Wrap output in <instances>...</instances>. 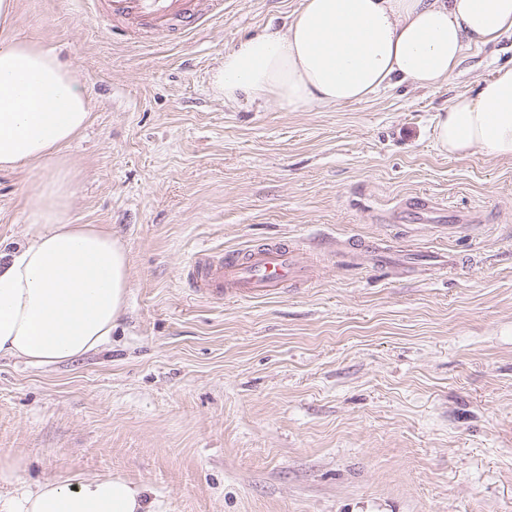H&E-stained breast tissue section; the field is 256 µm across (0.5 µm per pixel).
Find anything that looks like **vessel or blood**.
<instances>
[{
	"mask_svg": "<svg viewBox=\"0 0 512 512\" xmlns=\"http://www.w3.org/2000/svg\"><path fill=\"white\" fill-rule=\"evenodd\" d=\"M83 4L86 14L143 25L158 36L177 28L190 30L203 13L215 16L222 11V0H209L203 11L198 8L199 0H83ZM185 275L205 296L261 298L307 279L310 272L298 263L293 247L275 241L243 253L198 257Z\"/></svg>",
	"mask_w": 512,
	"mask_h": 512,
	"instance_id": "obj_1",
	"label": "vessel or blood"
}]
</instances>
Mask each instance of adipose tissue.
I'll use <instances>...</instances> for the list:
<instances>
[{"mask_svg":"<svg viewBox=\"0 0 512 512\" xmlns=\"http://www.w3.org/2000/svg\"><path fill=\"white\" fill-rule=\"evenodd\" d=\"M512 35V0H302L285 27L225 52L213 74L240 97L295 111L358 102L405 81L432 89L472 48ZM72 70L38 43H0V169H35L29 222L0 251V356L53 365L109 342L129 288V257L102 224L67 221L75 174L63 149L91 117ZM441 152L512 160V64L439 113ZM146 490L120 476L21 480L0 463V512H148Z\"/></svg>","mask_w":512,"mask_h":512,"instance_id":"adipose-tissue-1","label":"adipose tissue"}]
</instances>
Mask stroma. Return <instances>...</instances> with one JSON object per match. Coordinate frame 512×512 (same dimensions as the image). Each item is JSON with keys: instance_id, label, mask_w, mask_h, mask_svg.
Instances as JSON below:
<instances>
[{"instance_id": "1", "label": "stroma", "mask_w": 512, "mask_h": 512, "mask_svg": "<svg viewBox=\"0 0 512 512\" xmlns=\"http://www.w3.org/2000/svg\"><path fill=\"white\" fill-rule=\"evenodd\" d=\"M300 4L224 0L134 43L82 0H16L9 35L58 54L92 100L64 151L69 220L111 229L130 288L98 351L0 358V459L31 482L121 475L152 512H512V160L448 156L434 133L512 63V37L432 90L225 104V52ZM35 181L0 170V241L20 240ZM412 197L438 221L397 217ZM278 239L320 258L284 293L210 299L182 277Z\"/></svg>"}]
</instances>
